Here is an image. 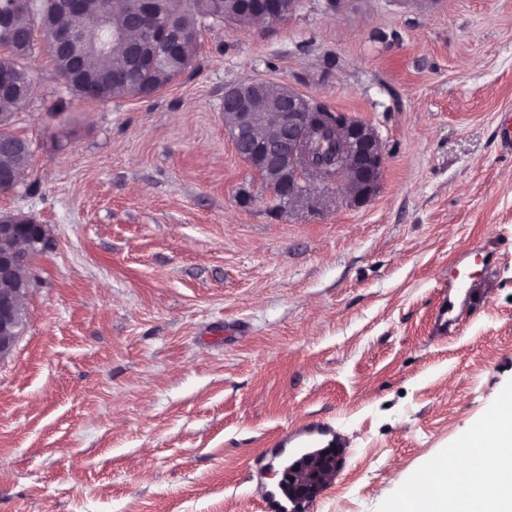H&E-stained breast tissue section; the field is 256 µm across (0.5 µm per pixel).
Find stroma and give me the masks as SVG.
I'll return each instance as SVG.
<instances>
[{"mask_svg": "<svg viewBox=\"0 0 512 512\" xmlns=\"http://www.w3.org/2000/svg\"><path fill=\"white\" fill-rule=\"evenodd\" d=\"M0 214L47 245L0 360V512H262L260 442L310 415L350 437L310 512H384L512 392V0H304L204 25L150 97L87 101L43 38ZM262 80L372 125L380 186L277 208L224 128ZM484 291L433 313L448 278ZM246 4L244 14L262 21L271 19L286 20L301 4L300 0H241Z\"/></svg>", "mask_w": 512, "mask_h": 512, "instance_id": "stroma-1", "label": "stroma"}]
</instances>
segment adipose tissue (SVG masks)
Wrapping results in <instances>:
<instances>
[{
	"mask_svg": "<svg viewBox=\"0 0 512 512\" xmlns=\"http://www.w3.org/2000/svg\"><path fill=\"white\" fill-rule=\"evenodd\" d=\"M490 421L494 440L483 457L469 448L445 450L411 478L418 496L392 512H512V404L496 405Z\"/></svg>",
	"mask_w": 512,
	"mask_h": 512,
	"instance_id": "ef3b65f1",
	"label": "adipose tissue"
}]
</instances>
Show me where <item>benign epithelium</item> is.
Wrapping results in <instances>:
<instances>
[{
  "label": "benign epithelium",
  "mask_w": 512,
  "mask_h": 512,
  "mask_svg": "<svg viewBox=\"0 0 512 512\" xmlns=\"http://www.w3.org/2000/svg\"><path fill=\"white\" fill-rule=\"evenodd\" d=\"M244 14L262 21L284 20L301 4V0H243ZM68 51L77 56L94 45L104 51L111 42L123 39L121 33H111L99 25L93 31L77 24L62 32ZM261 82L254 80L224 91V105L232 111L224 113V126L234 142L254 141L259 131L269 124L275 126L278 136L257 144L247 159L251 167L264 170L271 179L274 195L295 206L311 197L313 181L324 180V173L307 163L305 132L317 113L308 112L300 105L299 93L286 92L277 105L266 111L254 90ZM336 139L343 149L341 166L332 179L336 194L361 201L373 194L382 176L385 162L383 141L370 125L349 119L336 130ZM44 241L42 226L32 221L21 224L0 222V277L7 278L29 258L38 253L37 246ZM30 283L16 288H0V359L15 349L25 325L24 301ZM342 463L339 453L328 450L308 454L288 469V486L301 499H309L335 476Z\"/></svg>",
  "instance_id": "obj_1"
}]
</instances>
